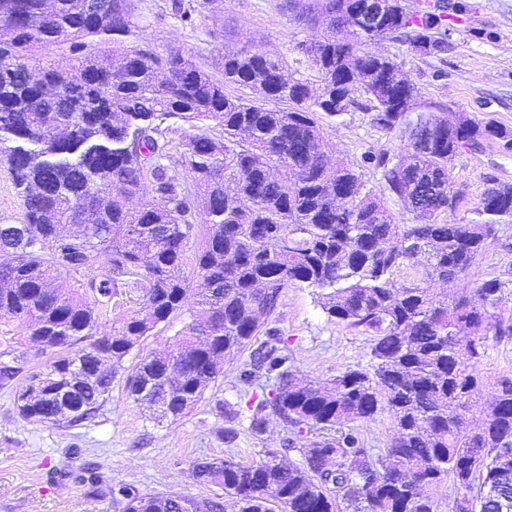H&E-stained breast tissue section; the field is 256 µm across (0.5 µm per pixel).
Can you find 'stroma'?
<instances>
[{
    "mask_svg": "<svg viewBox=\"0 0 512 512\" xmlns=\"http://www.w3.org/2000/svg\"><path fill=\"white\" fill-rule=\"evenodd\" d=\"M448 16V47L436 56H422L391 37L370 47L392 58L420 91V101L435 112H448L476 123H493L512 131V0H454ZM138 23L134 47L155 55L170 48L188 52L197 65L222 78L220 49L233 45L235 30L249 33L254 51L275 54L291 75L316 85L318 74L303 49L319 38L321 28L307 24L282 7L283 0H223L219 9L202 8V0H132ZM190 6L184 22L176 4ZM318 123L333 146L336 161L350 165L368 188L379 190L382 176L367 158L380 152L400 153L406 140L400 130H387L373 113L353 108L331 116L318 113ZM451 179L462 195L443 216L454 224L469 223L490 178L512 182V150L486 142L462 150L450 165ZM504 282L497 310L512 319V223L497 227L469 273L448 283L452 293H468L487 278ZM274 328L288 345L292 370L324 382L348 369L365 368L370 335L328 317L312 289L288 286L274 317ZM175 328L147 336L126 356L112 380V390L92 419L71 425H49L24 419L15 394L45 358L27 345L25 331L13 325L0 337V361L13 366L12 378L0 381V512H119L112 502L117 483L144 493H177L189 498L217 495L218 487L199 483L194 464L201 458L237 455L249 464L277 455L297 464L312 434L290 437L288 427L270 417L263 433H254L247 417L221 414L224 404L240 402V373L250 362L249 350L235 353L223 374L205 391L195 408L177 420L156 421L127 392V376L141 359L167 351L176 341ZM294 449H287V442ZM95 469L100 481L85 480Z\"/></svg>",
    "mask_w": 512,
    "mask_h": 512,
    "instance_id": "stroma-1",
    "label": "stroma"
}]
</instances>
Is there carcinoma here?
<instances>
[{"instance_id": "obj_1", "label": "carcinoma", "mask_w": 512, "mask_h": 512, "mask_svg": "<svg viewBox=\"0 0 512 512\" xmlns=\"http://www.w3.org/2000/svg\"><path fill=\"white\" fill-rule=\"evenodd\" d=\"M0 0V161L23 200L24 223L0 224V320L24 327L33 346L56 347L29 376L36 387L24 418L52 425L95 416L125 357L184 312L175 347L143 358L128 377L132 399L161 419L198 404L224 372L226 357L265 333L240 375L251 430L279 417L319 436L302 463L269 456L245 465L232 456L194 464L199 482L224 490L237 512H436L434 494L451 485V512H512V377L488 381L478 366L489 333L511 336L493 315L503 282L469 295L434 288L472 268L491 228L512 219V183L488 189L468 224L438 221L461 191L450 164L463 149L512 133L420 109L419 88L390 77L388 56L336 27L359 17L364 0H286L320 24L306 48L318 87L293 79L283 61L248 45L223 49L218 80L180 48L163 58L130 45L138 25L131 0ZM448 6L381 0L378 36L422 55L445 51ZM69 45V67H32ZM245 87L252 97L229 95ZM288 107L280 108L278 104ZM352 107L399 128L407 147L369 157L384 190L416 214L398 224L349 165L328 160L331 144L316 114ZM167 118L193 133L173 156ZM196 273L184 275L187 251ZM112 276L83 292L59 287L64 273ZM423 278L398 284L405 268ZM320 291L336 321L374 333L370 369H347L315 385L288 366V346L265 320L283 289ZM142 292L134 312L99 335V319L120 288ZM80 362L94 381L68 388ZM478 406L480 427L466 413ZM386 413L388 447L367 448L353 427ZM121 512H224L222 497L146 495L112 488Z\"/></svg>"}]
</instances>
